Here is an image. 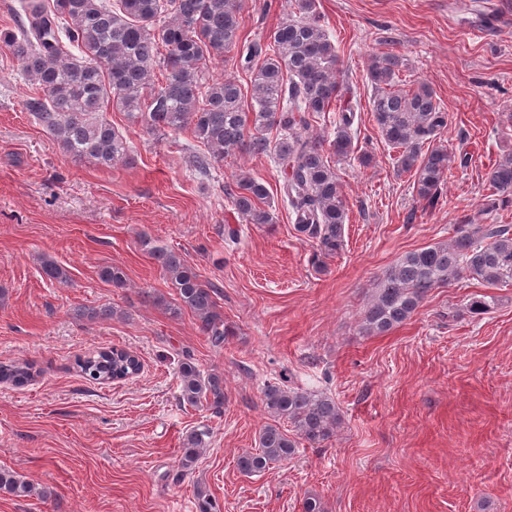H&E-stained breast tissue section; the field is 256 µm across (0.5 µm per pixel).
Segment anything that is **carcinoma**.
Here are the masks:
<instances>
[{
	"instance_id": "1",
	"label": "carcinoma",
	"mask_w": 512,
	"mask_h": 512,
	"mask_svg": "<svg viewBox=\"0 0 512 512\" xmlns=\"http://www.w3.org/2000/svg\"><path fill=\"white\" fill-rule=\"evenodd\" d=\"M288 6L292 18L264 39L250 40L241 35L242 0H16L13 26L0 29V48L20 64L32 86L27 107L35 122L75 161L110 168L128 158L125 137L104 114L109 105L151 133L190 131L204 146L193 156L202 173L236 152L274 155L294 228L315 243L313 259L320 263L341 250L348 218L329 156L352 155L358 129L351 108L335 110L344 91L339 59L316 0H289ZM229 61L248 81L213 78L212 66ZM400 67L395 55L370 59V112L381 138L398 152L397 172L411 174L418 195L433 202L452 157L442 147L424 153L422 144L447 125V115L428 85L399 87ZM333 111L336 135L329 143L308 134L311 120ZM274 128L279 135L272 140L267 131ZM486 181L491 206L512 205L511 149ZM228 196L247 223H273L272 213L261 207L269 196L264 182L241 174ZM142 245L176 292L177 302L166 305L169 313L190 312L211 345L224 347L234 329L224 322L215 288L180 254L146 235ZM40 274L51 283L69 281L53 259L42 263ZM98 275L114 288L127 287L119 266H103ZM465 278L489 285L512 281L511 225L458 224L449 242L403 255L374 284L360 333L389 332L411 319L433 289ZM76 365L100 383L129 380L141 369L140 359L119 347L80 357ZM33 379L27 362L0 363V382L24 386ZM178 379L183 403L223 411V375L201 370L187 353ZM264 404L289 428L264 427L258 448L237 458L245 475L294 455L301 440L311 445L329 440L341 421L333 399L284 383L266 386ZM208 435L194 429L185 436L184 468L199 460ZM32 492L16 472L0 469V493L22 498Z\"/></svg>"
}]
</instances>
